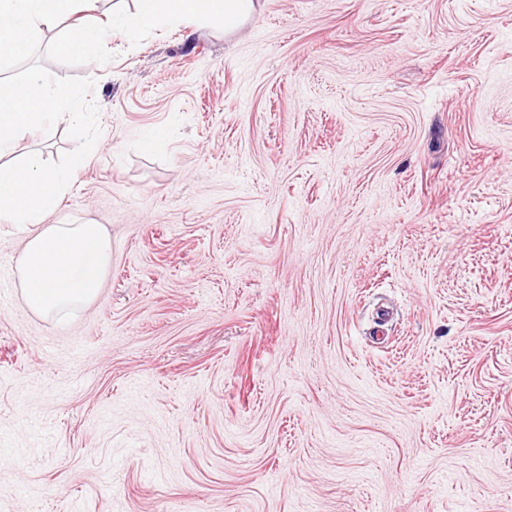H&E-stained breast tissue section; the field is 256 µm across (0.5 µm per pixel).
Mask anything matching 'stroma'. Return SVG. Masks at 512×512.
<instances>
[{
    "instance_id": "stroma-1",
    "label": "stroma",
    "mask_w": 512,
    "mask_h": 512,
    "mask_svg": "<svg viewBox=\"0 0 512 512\" xmlns=\"http://www.w3.org/2000/svg\"><path fill=\"white\" fill-rule=\"evenodd\" d=\"M253 2L46 64L112 268L36 315L0 223V512H512V0Z\"/></svg>"
}]
</instances>
